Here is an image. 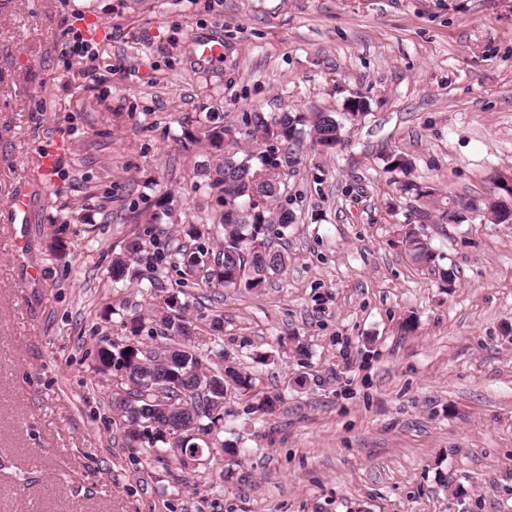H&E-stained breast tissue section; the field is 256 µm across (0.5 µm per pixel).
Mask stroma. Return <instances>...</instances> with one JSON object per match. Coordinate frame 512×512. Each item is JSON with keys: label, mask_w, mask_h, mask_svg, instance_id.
Segmentation results:
<instances>
[{"label": "stroma", "mask_w": 512, "mask_h": 512, "mask_svg": "<svg viewBox=\"0 0 512 512\" xmlns=\"http://www.w3.org/2000/svg\"><path fill=\"white\" fill-rule=\"evenodd\" d=\"M8 2L0 239L25 246L0 253V512H512V224L420 222L381 161L403 153L411 180L463 201L512 176V0ZM78 29L94 61L64 54ZM202 41L221 57L201 61ZM356 96L366 109L342 146L304 142L288 174L284 271L256 293L185 291L200 353L225 350L254 378L224 400L246 459L144 460L94 357L121 314H151L146 289L112 281L135 216L170 195L174 248L208 221L198 167L216 158L187 125L339 113ZM18 184L17 226L4 204ZM415 223L454 286L406 254ZM257 393L280 395L273 416L249 413Z\"/></svg>", "instance_id": "obj_1"}]
</instances>
